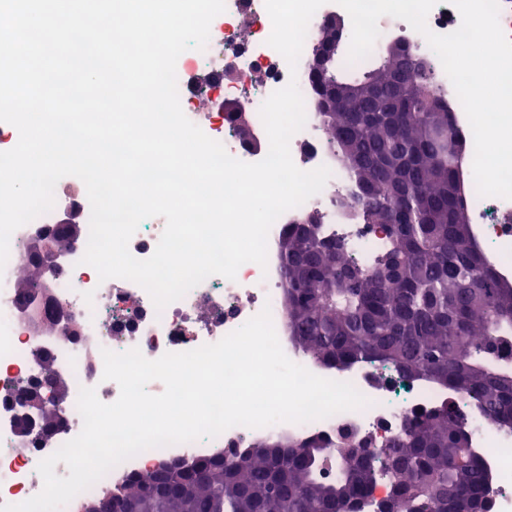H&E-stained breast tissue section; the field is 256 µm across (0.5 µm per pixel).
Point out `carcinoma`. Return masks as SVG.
Masks as SVG:
<instances>
[{
	"label": "carcinoma",
	"mask_w": 512,
	"mask_h": 512,
	"mask_svg": "<svg viewBox=\"0 0 512 512\" xmlns=\"http://www.w3.org/2000/svg\"><path fill=\"white\" fill-rule=\"evenodd\" d=\"M416 67L405 95L396 75ZM342 112L320 111L333 156L356 193L348 216L394 220L366 262L351 258L320 217L287 225L279 241L288 335L316 364L370 361L447 390L498 430L512 433V289L481 250L457 193L460 137L431 68L415 54L384 51L370 63L336 58ZM372 437L344 430L253 446L227 466L219 455L175 461L117 493L133 512H362L388 477L394 512H488L495 481L473 445L472 425L446 402L403 418L377 452ZM212 466L200 480L196 472Z\"/></svg>",
	"instance_id": "carcinoma-1"
}]
</instances>
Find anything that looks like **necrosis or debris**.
<instances>
[{
	"mask_svg": "<svg viewBox=\"0 0 512 512\" xmlns=\"http://www.w3.org/2000/svg\"><path fill=\"white\" fill-rule=\"evenodd\" d=\"M345 14L337 0H326L312 17L298 63L292 67L267 43L272 22L264 0H225L224 20L212 22L205 49L184 53L187 72L207 71L210 92L221 94L228 101L249 102L250 121L256 131L264 129L260 108L274 91L293 80L303 95L307 120L304 128L290 140L292 160L303 171L327 166L331 176L319 194L286 211L274 222L267 237L266 265L245 263L232 280L210 276L159 311L147 291L135 282L115 278L110 284L100 283L96 270L82 261L88 243L83 236L74 248L63 251L58 258L62 279L54 293L61 305L39 312L44 326L38 331L19 311L16 282L22 254L34 232L49 225L51 213L36 217L11 235L9 257L0 270V504H19L40 493L43 480L37 471L39 462L82 430L83 420L75 399L81 388L95 389L99 400L107 404L118 399V384L103 377V350L123 353L136 348L150 360L168 352L190 351L220 341L266 307L271 310L280 346L290 360L317 376L352 384L368 399V407L305 423L279 422L263 428L234 426L215 437L151 448L112 468L83 491V498L119 486L163 460L198 459L230 447L245 450L275 437H330L340 429L349 428L372 434L381 446L398 431L406 414L431 409L449 400L447 391L421 380L401 378L393 369L377 364L360 362L342 369L311 364L287 338L286 314L279 301L283 283L276 251L287 224L301 214L320 212L330 232L342 239L351 254L363 260L369 259L383 240L378 229L348 222L339 205L340 199L354 194L355 187L327 148L318 102L309 87L308 61L314 36L327 17ZM244 15L253 24V33L246 40L237 31ZM378 28L380 42L406 39L427 62L443 99L455 114L461 135L472 139L468 118L454 86L424 34L405 20L391 16L381 17ZM178 94L186 117L209 138L222 143L232 157L248 163L262 160V153L242 144L226 114H200L195 110L189 90L179 89ZM463 194L480 245L491 259L500 260L501 275L512 274V266L503 262L504 256L512 253V222L506 220L507 215H512V199L479 195L470 174L463 179ZM42 353L49 356V364L39 361ZM49 365L69 381L73 397L60 408L61 425L50 440L35 434L21 437L14 421L15 392L20 385L40 379ZM470 420L475 427L476 447L495 472L490 508L492 512H512V434L496 430L478 415H471Z\"/></svg>",
	"mask_w": 512,
	"mask_h": 512,
	"instance_id": "1",
	"label": "necrosis or debris"
}]
</instances>
